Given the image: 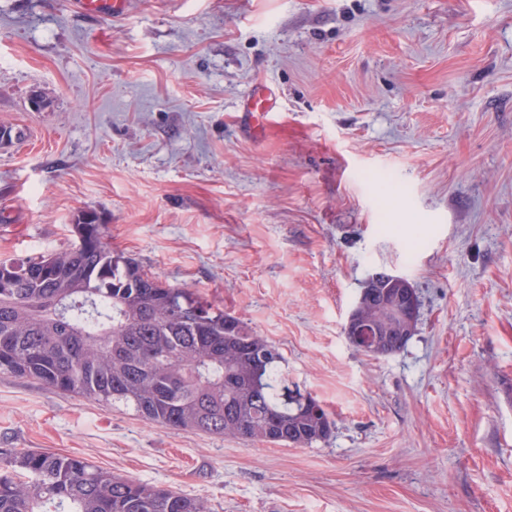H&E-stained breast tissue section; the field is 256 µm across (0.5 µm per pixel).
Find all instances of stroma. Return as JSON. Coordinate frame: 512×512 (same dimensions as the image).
I'll return each instance as SVG.
<instances>
[{"instance_id":"1","label":"stroma","mask_w":512,"mask_h":512,"mask_svg":"<svg viewBox=\"0 0 512 512\" xmlns=\"http://www.w3.org/2000/svg\"><path fill=\"white\" fill-rule=\"evenodd\" d=\"M73 2L0 0V260L66 249L95 210L114 250L278 346L336 428L197 434L0 372V450L211 512H512V0ZM259 82L279 111L256 134ZM380 271L421 307L375 358L343 328ZM129 0H76L82 12L99 18L120 19L126 14ZM240 106L248 125H269L274 112H278V96L267 85L254 86Z\"/></svg>"}]
</instances>
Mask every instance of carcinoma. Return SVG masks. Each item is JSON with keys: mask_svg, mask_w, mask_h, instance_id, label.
<instances>
[{"mask_svg": "<svg viewBox=\"0 0 512 512\" xmlns=\"http://www.w3.org/2000/svg\"><path fill=\"white\" fill-rule=\"evenodd\" d=\"M67 249L0 261V372L63 394L121 405L149 423L310 448L335 423L288 387L280 349L239 318L144 272L112 250L93 210ZM398 289L362 288L378 335L368 355L400 351L415 331L394 318ZM0 512H209L200 498L114 475L82 457L0 455Z\"/></svg>", "mask_w": 512, "mask_h": 512, "instance_id": "1", "label": "carcinoma"}]
</instances>
